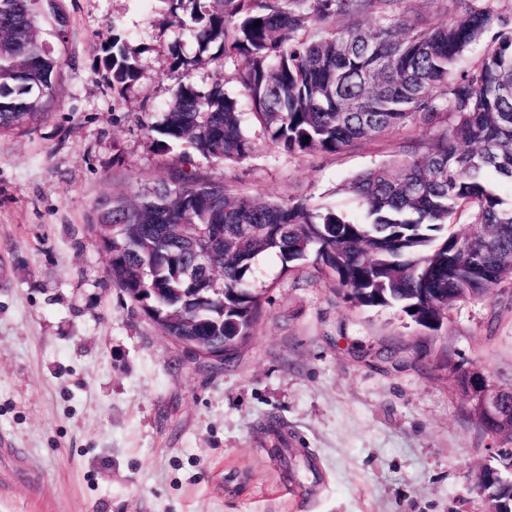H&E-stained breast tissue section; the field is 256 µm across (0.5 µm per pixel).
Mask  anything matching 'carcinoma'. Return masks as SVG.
<instances>
[{
	"mask_svg": "<svg viewBox=\"0 0 512 512\" xmlns=\"http://www.w3.org/2000/svg\"><path fill=\"white\" fill-rule=\"evenodd\" d=\"M192 32L198 54L215 47L243 63L235 73L251 111L221 84H192L195 61L173 52L171 103L147 127L159 151L182 147L215 166L240 163L257 144L287 154L340 152L408 121L455 123L422 155L363 172L343 187L366 210L354 221L308 199L264 200L230 192L179 169L169 182L96 205L94 231L112 252V283L134 303L179 316L157 321L164 336H213L229 348L261 315L252 288L260 257L282 271L312 263L355 307L399 308L435 328L470 290L491 293L509 278L512 203V16L480 0H452L454 16L427 25L400 8L404 0H149ZM50 11L64 37L60 0H0V135L28 132L49 115L65 61L42 36ZM374 16L364 27L359 19ZM351 20L336 26V19ZM260 26H253L254 22ZM491 34L474 67L454 76L469 46ZM101 62L121 99L139 80L140 58L118 33L101 45ZM466 211L473 236L451 230ZM224 256L200 275L224 289V301H200L182 270L208 251L215 225ZM415 312H410V309ZM486 494L512 512V482L495 472Z\"/></svg>",
	"mask_w": 512,
	"mask_h": 512,
	"instance_id": "obj_1",
	"label": "carcinoma"
}]
</instances>
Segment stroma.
<instances>
[{"label":"stroma","instance_id":"35a3bbf8","mask_svg":"<svg viewBox=\"0 0 512 512\" xmlns=\"http://www.w3.org/2000/svg\"><path fill=\"white\" fill-rule=\"evenodd\" d=\"M65 60L49 119L0 135V512H487L476 474L502 466L456 371L512 388V280L457 303L435 331L397 308L360 309L312 265L259 261L263 313L233 363L174 345L112 283L92 229L97 201L173 177L144 128L171 98L172 46L189 32L146 0H64ZM141 76L113 100L99 47L113 29ZM237 61L204 54L192 81L241 97ZM207 181L268 200L348 213L344 185L425 151L439 130L410 122L335 154L267 146ZM396 347L401 361L379 360Z\"/></svg>","mask_w":512,"mask_h":512}]
</instances>
